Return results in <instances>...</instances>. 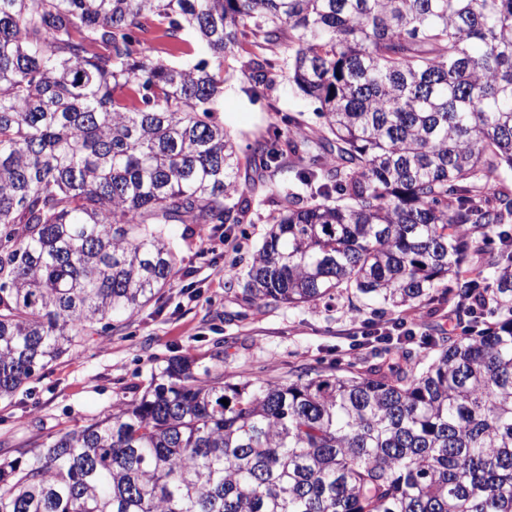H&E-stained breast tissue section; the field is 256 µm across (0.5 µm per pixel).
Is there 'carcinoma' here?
I'll use <instances>...</instances> for the list:
<instances>
[{
    "mask_svg": "<svg viewBox=\"0 0 512 512\" xmlns=\"http://www.w3.org/2000/svg\"><path fill=\"white\" fill-rule=\"evenodd\" d=\"M283 69L321 130L274 129L242 181L224 83ZM287 162L311 201L280 191ZM509 170L512 0H0V401L167 287L173 225L252 223L259 185L243 302L470 317L420 337L428 363L413 335L285 383L172 359L0 459V512H512Z\"/></svg>",
    "mask_w": 512,
    "mask_h": 512,
    "instance_id": "carcinoma-1",
    "label": "carcinoma"
}]
</instances>
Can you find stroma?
Segmentation results:
<instances>
[{"instance_id": "35a3bbf8", "label": "stroma", "mask_w": 512, "mask_h": 512, "mask_svg": "<svg viewBox=\"0 0 512 512\" xmlns=\"http://www.w3.org/2000/svg\"><path fill=\"white\" fill-rule=\"evenodd\" d=\"M316 103L280 73L265 94L234 75L224 86L219 114L236 139L242 174H251L249 145L265 138L280 117L297 120L316 135ZM271 206L256 205L252 223L210 224L181 234L179 272L163 294L109 331L93 329L68 354L41 370L10 400L0 402V456L15 458L41 447L74 425L103 417L137 399L154 367L174 357H192L199 369L220 372L235 384L253 376L287 381L292 371L327 372L380 360L381 347L365 343L367 323L388 324L371 307L351 311L347 300L316 306H248L227 288L230 272H245L271 226ZM231 238L226 249L209 243Z\"/></svg>"}]
</instances>
